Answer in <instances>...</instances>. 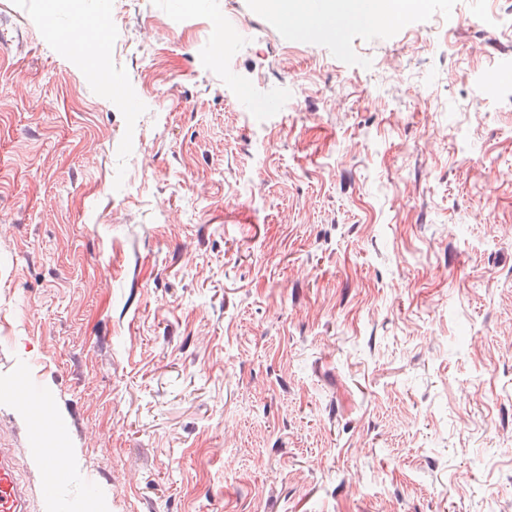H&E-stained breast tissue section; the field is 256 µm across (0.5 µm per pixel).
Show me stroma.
I'll return each mask as SVG.
<instances>
[{"instance_id": "1", "label": "stroma", "mask_w": 512, "mask_h": 512, "mask_svg": "<svg viewBox=\"0 0 512 512\" xmlns=\"http://www.w3.org/2000/svg\"><path fill=\"white\" fill-rule=\"evenodd\" d=\"M99 12L94 81L65 31ZM492 70L512 0L339 45L256 0H0V390L49 417L0 399V446L33 512H512Z\"/></svg>"}]
</instances>
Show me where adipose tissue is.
<instances>
[{"label":"adipose tissue","mask_w":512,"mask_h":512,"mask_svg":"<svg viewBox=\"0 0 512 512\" xmlns=\"http://www.w3.org/2000/svg\"><path fill=\"white\" fill-rule=\"evenodd\" d=\"M259 5L279 15L293 31L319 35L333 25L340 14L349 13L362 23L397 22L422 12L427 0H322L319 10H312L309 0H258Z\"/></svg>","instance_id":"ef3b65f1"}]
</instances>
